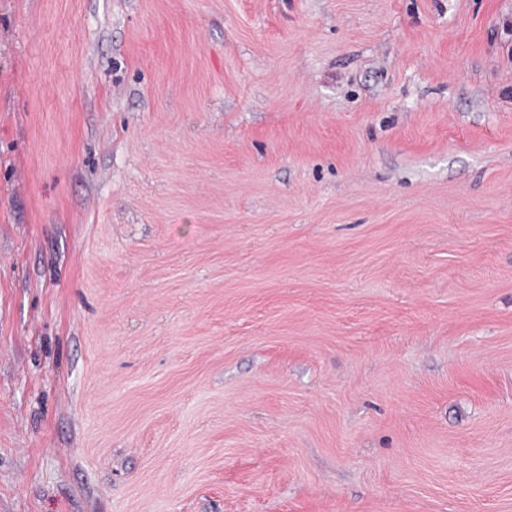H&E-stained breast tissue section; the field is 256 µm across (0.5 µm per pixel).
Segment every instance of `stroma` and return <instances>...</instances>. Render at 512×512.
<instances>
[{
  "label": "stroma",
  "mask_w": 512,
  "mask_h": 512,
  "mask_svg": "<svg viewBox=\"0 0 512 512\" xmlns=\"http://www.w3.org/2000/svg\"><path fill=\"white\" fill-rule=\"evenodd\" d=\"M0 512H512V0H0Z\"/></svg>",
  "instance_id": "obj_1"
}]
</instances>
